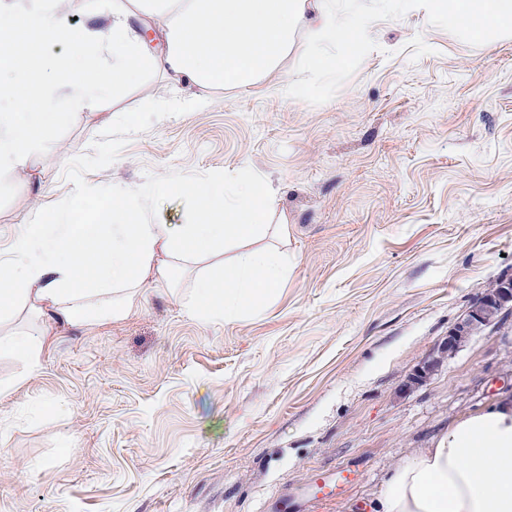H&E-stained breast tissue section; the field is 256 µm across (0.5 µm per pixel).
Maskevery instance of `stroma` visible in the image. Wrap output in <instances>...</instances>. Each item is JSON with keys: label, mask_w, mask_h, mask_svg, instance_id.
Instances as JSON below:
<instances>
[{"label": "stroma", "mask_w": 512, "mask_h": 512, "mask_svg": "<svg viewBox=\"0 0 512 512\" xmlns=\"http://www.w3.org/2000/svg\"><path fill=\"white\" fill-rule=\"evenodd\" d=\"M347 57L343 81L301 97L218 84L190 111L165 106L184 85L147 71L59 122L27 173L0 174V246L32 211L86 223L84 184L153 188L151 223L194 224L167 184L250 174L294 258L261 317L207 325L149 286L127 319L50 337L34 369L0 357L17 384L0 404V512H356L411 450L512 393V317L402 390L512 276V39L389 0Z\"/></svg>", "instance_id": "1"}]
</instances>
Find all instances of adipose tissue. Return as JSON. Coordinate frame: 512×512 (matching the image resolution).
<instances>
[{
  "label": "adipose tissue",
  "instance_id": "ef3b65f1",
  "mask_svg": "<svg viewBox=\"0 0 512 512\" xmlns=\"http://www.w3.org/2000/svg\"><path fill=\"white\" fill-rule=\"evenodd\" d=\"M430 18L479 37L512 36V0H425ZM78 0H0V174L25 169L56 140L41 111L55 98L78 118L108 93L149 70L176 83L208 88L278 76L301 26L312 43L281 82L299 97L309 78L336 82L345 63L328 49L360 53L373 16L365 0H100L80 30L68 19ZM63 46L60 54L48 44ZM194 207L196 224H150L143 197L117 186H92L103 198L87 224L70 210L28 215L0 267V355L39 363L55 327L118 321L141 303L146 285L172 289L173 273L190 276L179 293L186 312L207 324L261 316L288 272L281 243L287 227L271 223L272 189L253 176L224 182H173ZM217 260L222 279L205 267ZM372 512H512V397L460 416L428 447L388 473Z\"/></svg>",
  "mask_w": 512,
  "mask_h": 512
}]
</instances>
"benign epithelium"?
I'll use <instances>...</instances> for the list:
<instances>
[{"mask_svg": "<svg viewBox=\"0 0 512 512\" xmlns=\"http://www.w3.org/2000/svg\"><path fill=\"white\" fill-rule=\"evenodd\" d=\"M497 288H484L474 298L466 313L448 330L440 355L423 363L410 377L409 383H425L435 372L445 355H451L469 343L473 336L492 326L503 308L512 304V277H502Z\"/></svg>", "mask_w": 512, "mask_h": 512, "instance_id": "1", "label": "benign epithelium"}]
</instances>
